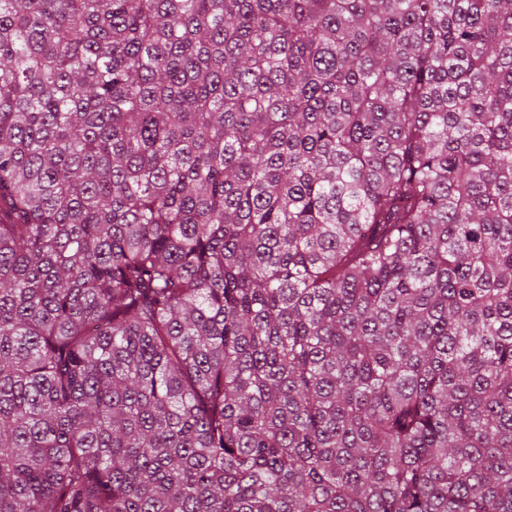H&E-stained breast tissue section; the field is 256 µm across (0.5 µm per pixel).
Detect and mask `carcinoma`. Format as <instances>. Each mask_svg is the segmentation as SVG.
Returning a JSON list of instances; mask_svg holds the SVG:
<instances>
[{
	"instance_id": "1",
	"label": "carcinoma",
	"mask_w": 512,
	"mask_h": 512,
	"mask_svg": "<svg viewBox=\"0 0 512 512\" xmlns=\"http://www.w3.org/2000/svg\"><path fill=\"white\" fill-rule=\"evenodd\" d=\"M0 512H512V0H0Z\"/></svg>"
}]
</instances>
